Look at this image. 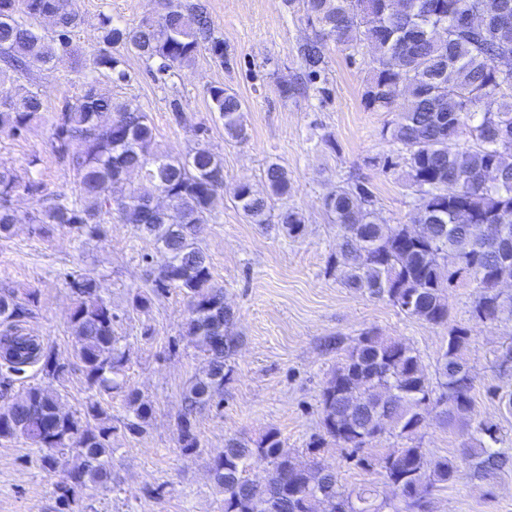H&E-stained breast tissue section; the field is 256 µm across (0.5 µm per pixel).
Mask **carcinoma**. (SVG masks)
Masks as SVG:
<instances>
[{
	"instance_id": "obj_1",
	"label": "carcinoma",
	"mask_w": 512,
	"mask_h": 512,
	"mask_svg": "<svg viewBox=\"0 0 512 512\" xmlns=\"http://www.w3.org/2000/svg\"><path fill=\"white\" fill-rule=\"evenodd\" d=\"M132 28L101 21L100 49L94 68L127 78L120 45L145 61L160 60L165 73L193 62L202 50L226 64L224 40L199 5L183 0H157ZM388 0H303L313 28L298 48L305 74L301 82L280 83L283 95L306 90L320 75L328 39L349 56L371 49L372 59L363 93L366 108L390 112L397 98L402 111L386 129L403 154L410 187L418 198L408 224L380 222L373 192L361 180L336 184L323 206L338 227L336 261L346 287L385 299L410 318L441 326L448 323V290L462 280L474 289L471 318L477 322H512V292L502 293L494 281L503 258L512 256V68L497 61L512 57V20L483 19L474 27L453 24L461 11H473L482 0H400L390 10ZM81 23L74 0H0V134L16 136L43 112L36 91L13 94L3 89L13 77L27 76L72 52V33ZM212 108L224 119L227 138L242 142L247 128L242 104L229 88H208ZM53 151L71 170L77 191L44 192L42 185L23 179L0 165V235L21 217L13 207L20 193L35 196L36 208L26 216L44 234L51 227L102 232L117 221L133 225L164 252L169 263L152 284L133 296L132 306L148 310L154 298L170 288L187 299L183 335L199 349L205 363L183 398L178 416L179 443L184 453L200 447L192 417L211 403L224 401V385L235 372L234 355L241 337L232 331L235 311L214 283L207 252L196 241L197 228L212 219L215 199L224 193V164L206 143L180 155L156 149V135L147 114L131 102H117L94 82L84 83L81 97L65 103L56 115ZM168 198L164 217L144 205L128 172ZM266 192L247 182L232 188L237 208L251 224L272 226L290 238L304 235L302 213L286 209L272 222L271 202L288 195L292 178L271 162L263 171ZM492 224L495 231L481 238L474 225ZM77 295L70 316L76 358L90 387L98 393L123 397L129 415L123 428L141 434L152 414L140 394L121 378L129 360L119 345L117 315L99 295L96 280L68 276ZM33 295L19 302L0 297V367L21 374L36 367L60 381L70 363L60 360L38 336L25 332ZM468 327L452 326L441 347L435 377L425 372L418 351L408 342L366 331L352 344L340 337L329 342L343 350L325 380L319 399L323 434L306 448L311 458L303 469L282 451L275 429L257 439L231 435L224 451L210 462L215 487L223 494V512H399L375 484L349 491L336 474L313 454L327 442L357 453L374 444L369 436L383 429L402 440L375 456L383 485L408 512H425L432 488L459 478L463 461L477 474L509 460V449L497 448L494 425L472 423L473 376L467 352ZM430 415L459 424L467 439L460 460L428 456L416 443ZM117 427L99 402L84 411L66 410L59 397L30 385L0 410V438H23L40 448V466L51 473L57 458L75 454L76 464L56 483L60 512H76L84 490L112 485V436ZM253 463L264 464L267 476L247 475Z\"/></svg>"
}]
</instances>
